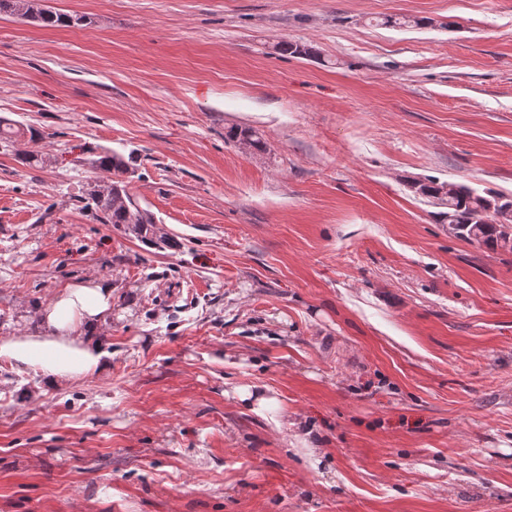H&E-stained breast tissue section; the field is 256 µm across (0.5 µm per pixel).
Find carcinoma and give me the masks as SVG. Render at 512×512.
I'll return each instance as SVG.
<instances>
[{
  "label": "carcinoma",
  "mask_w": 512,
  "mask_h": 512,
  "mask_svg": "<svg viewBox=\"0 0 512 512\" xmlns=\"http://www.w3.org/2000/svg\"><path fill=\"white\" fill-rule=\"evenodd\" d=\"M0 13L40 23L46 27L80 26L82 16L57 13L40 7L37 0H0ZM384 24L392 27L425 28L432 25L427 18L389 17ZM273 49L282 55L310 56L313 50L299 43L283 41ZM28 137L39 143L44 132L0 119V144L13 143L18 137ZM228 138L234 142L246 141L260 151L264 142L258 130L252 127H234ZM94 169L109 175L105 192L87 189L80 196L83 208L96 222L110 224L126 236H133L151 246L175 247L177 243L156 234L154 215L129 192L125 176L131 170L132 160L121 154L103 151L87 158ZM410 191L428 203L440 208L437 215L448 225V234L485 247L490 251H512V194L479 191L465 184L448 183L434 178L412 179L407 182Z\"/></svg>",
  "instance_id": "carcinoma-1"
}]
</instances>
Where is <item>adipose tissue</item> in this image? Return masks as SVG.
<instances>
[{"label":"adipose tissue","mask_w":512,"mask_h":512,"mask_svg":"<svg viewBox=\"0 0 512 512\" xmlns=\"http://www.w3.org/2000/svg\"><path fill=\"white\" fill-rule=\"evenodd\" d=\"M32 331L0 338V360L16 374L36 373L61 388L109 370L98 338L112 320V283L89 278L63 288L39 309Z\"/></svg>","instance_id":"obj_1"}]
</instances>
